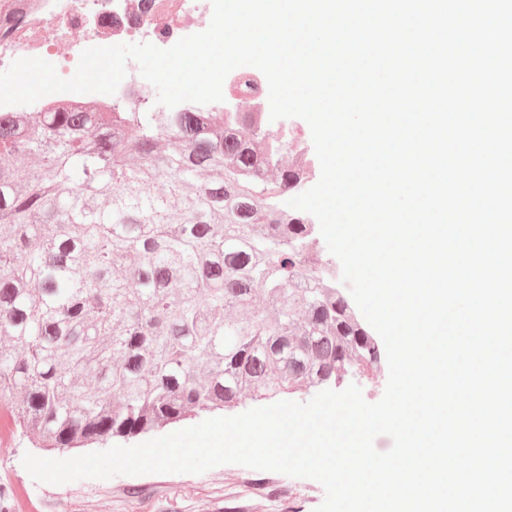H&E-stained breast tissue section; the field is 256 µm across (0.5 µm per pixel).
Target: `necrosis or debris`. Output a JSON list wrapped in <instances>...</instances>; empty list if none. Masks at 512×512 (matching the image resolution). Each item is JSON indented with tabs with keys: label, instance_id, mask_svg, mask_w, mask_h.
<instances>
[{
	"label": "necrosis or debris",
	"instance_id": "necrosis-or-debris-1",
	"mask_svg": "<svg viewBox=\"0 0 512 512\" xmlns=\"http://www.w3.org/2000/svg\"><path fill=\"white\" fill-rule=\"evenodd\" d=\"M14 23L0 33V71L40 55L75 65L83 49L138 39L168 48L189 34L185 15L211 18V0H15Z\"/></svg>",
	"mask_w": 512,
	"mask_h": 512
}]
</instances>
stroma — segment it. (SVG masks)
Instances as JSON below:
<instances>
[{"instance_id": "stroma-1", "label": "stroma", "mask_w": 512, "mask_h": 512, "mask_svg": "<svg viewBox=\"0 0 512 512\" xmlns=\"http://www.w3.org/2000/svg\"><path fill=\"white\" fill-rule=\"evenodd\" d=\"M34 447L23 433L0 438V485L14 492L12 512H284L296 502L315 512L325 490L316 480L224 464L201 474L117 475L52 485L22 464Z\"/></svg>"}]
</instances>
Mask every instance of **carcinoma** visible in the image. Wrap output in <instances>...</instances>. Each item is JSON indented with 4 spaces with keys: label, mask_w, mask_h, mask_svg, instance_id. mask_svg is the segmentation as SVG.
<instances>
[{
    "label": "carcinoma",
    "mask_w": 512,
    "mask_h": 512,
    "mask_svg": "<svg viewBox=\"0 0 512 512\" xmlns=\"http://www.w3.org/2000/svg\"><path fill=\"white\" fill-rule=\"evenodd\" d=\"M264 121L0 112V419L84 448L382 361L336 267L309 265L311 216L283 204L314 166Z\"/></svg>",
    "instance_id": "cac0c4a2"
}]
</instances>
